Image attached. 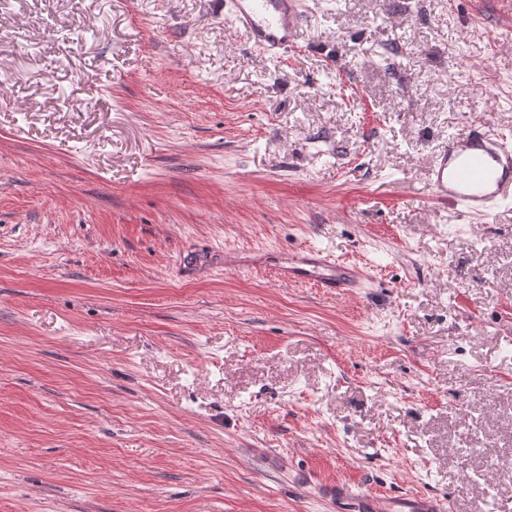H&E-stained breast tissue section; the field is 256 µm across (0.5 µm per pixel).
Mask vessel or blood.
<instances>
[{"label": "vessel or blood", "instance_id": "vessel-or-blood-1", "mask_svg": "<svg viewBox=\"0 0 512 512\" xmlns=\"http://www.w3.org/2000/svg\"><path fill=\"white\" fill-rule=\"evenodd\" d=\"M224 11L254 49L275 55L297 43L309 7L307 0H224ZM429 171L434 196L454 202L463 213L487 216L512 203V140L488 133L482 125H471L438 147ZM273 271L280 281L312 283L336 296L362 282L356 266L312 247L301 248ZM329 497L336 512H446L443 501L425 494L356 493L339 485Z\"/></svg>", "mask_w": 512, "mask_h": 512}]
</instances>
